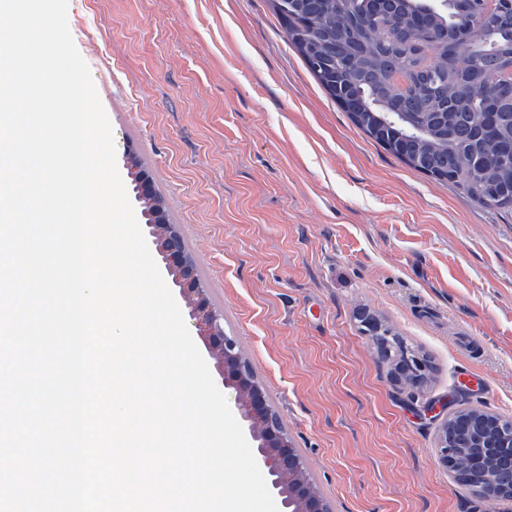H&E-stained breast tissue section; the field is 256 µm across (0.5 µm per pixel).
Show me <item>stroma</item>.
Masks as SVG:
<instances>
[{
	"instance_id": "1",
	"label": "stroma",
	"mask_w": 512,
	"mask_h": 512,
	"mask_svg": "<svg viewBox=\"0 0 512 512\" xmlns=\"http://www.w3.org/2000/svg\"><path fill=\"white\" fill-rule=\"evenodd\" d=\"M131 184L153 180L332 512H512L434 449L461 398L512 418V211L367 138L269 0H68ZM427 357L397 384L360 313Z\"/></svg>"
}]
</instances>
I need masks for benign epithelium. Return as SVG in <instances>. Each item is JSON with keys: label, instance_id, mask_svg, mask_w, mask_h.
I'll list each match as a JSON object with an SVG mask.
<instances>
[{"label": "benign epithelium", "instance_id": "1", "mask_svg": "<svg viewBox=\"0 0 512 512\" xmlns=\"http://www.w3.org/2000/svg\"><path fill=\"white\" fill-rule=\"evenodd\" d=\"M483 135L496 137L501 115L496 97L485 102ZM139 202H156L146 223L148 246L154 248L204 342L218 375L217 384L235 391L244 433L253 444L259 467L267 470L271 494L281 499L285 512H331L318 486L311 480L307 462L274 413L268 395L254 377L250 364L234 338L224 333V312L214 307L209 288L187 252L175 225L168 222L157 201L153 183L142 173H131ZM379 354L400 384L415 386L428 370L424 356L411 350L393 353L387 326L366 321ZM435 450L452 482L467 485L483 497L512 499V419L478 405H467L448 416L436 438Z\"/></svg>", "mask_w": 512, "mask_h": 512}]
</instances>
